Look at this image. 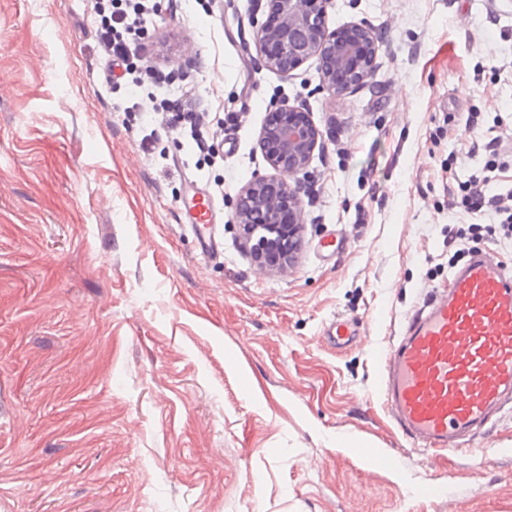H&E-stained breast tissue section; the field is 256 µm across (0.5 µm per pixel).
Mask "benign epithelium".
<instances>
[{
  "label": "benign epithelium",
  "instance_id": "benign-epithelium-1",
  "mask_svg": "<svg viewBox=\"0 0 512 512\" xmlns=\"http://www.w3.org/2000/svg\"><path fill=\"white\" fill-rule=\"evenodd\" d=\"M277 24L255 26L254 39L265 56L267 67L290 73L309 58L320 60L322 88L341 97L363 86L371 77L377 45L370 28L352 24L340 31L326 24L329 0H278ZM279 119L265 127L260 142L271 167L282 173L297 174L306 169L318 144L319 132L308 117L286 100L274 105ZM299 186L277 178L258 177L239 194L237 223L254 259L266 261V249L278 233L281 198L297 199ZM254 197L272 216L267 224H253L242 209L243 200Z\"/></svg>",
  "mask_w": 512,
  "mask_h": 512
}]
</instances>
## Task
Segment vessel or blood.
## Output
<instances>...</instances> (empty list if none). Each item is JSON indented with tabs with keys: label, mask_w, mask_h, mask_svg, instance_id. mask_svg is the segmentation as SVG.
Returning a JSON list of instances; mask_svg holds the SVG:
<instances>
[{
	"label": "vessel or blood",
	"mask_w": 512,
	"mask_h": 512,
	"mask_svg": "<svg viewBox=\"0 0 512 512\" xmlns=\"http://www.w3.org/2000/svg\"><path fill=\"white\" fill-rule=\"evenodd\" d=\"M187 193L184 221L202 256L213 257V202L198 186ZM357 334L345 318L325 329L338 348ZM379 361L375 391L402 432L430 452L461 448L512 403V270L492 249L470 250L447 287L429 293Z\"/></svg>",
	"instance_id": "b4317fda"
}]
</instances>
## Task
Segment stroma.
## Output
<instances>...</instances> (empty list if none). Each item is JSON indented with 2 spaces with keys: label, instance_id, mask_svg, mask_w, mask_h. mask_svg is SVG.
Returning <instances> with one entry per match:
<instances>
[{
  "label": "stroma",
  "instance_id": "35a3bbf8",
  "mask_svg": "<svg viewBox=\"0 0 512 512\" xmlns=\"http://www.w3.org/2000/svg\"><path fill=\"white\" fill-rule=\"evenodd\" d=\"M269 19L270 0H156L146 63L174 82L131 121L91 0H0V512H512V410L431 456L374 392L377 352L448 284L450 228L512 267L495 218L450 205L483 173L469 113L512 126V0H330L329 28L378 44L343 97L318 57L265 67ZM185 88L242 116L201 169L155 116ZM282 99L321 138L287 178L294 258L262 267L235 204L275 174L258 140ZM193 179L218 207L214 260L179 220ZM339 314L370 326L341 350L323 337Z\"/></svg>",
  "mask_w": 512,
  "mask_h": 512
}]
</instances>
